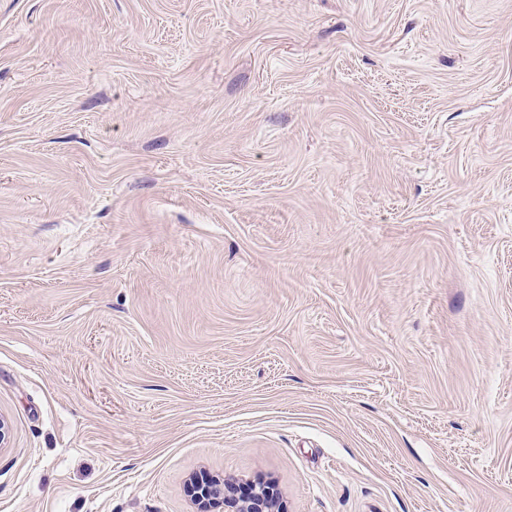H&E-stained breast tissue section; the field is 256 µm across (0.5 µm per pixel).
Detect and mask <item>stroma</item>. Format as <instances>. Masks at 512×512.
<instances>
[{"label":"stroma","instance_id":"obj_1","mask_svg":"<svg viewBox=\"0 0 512 512\" xmlns=\"http://www.w3.org/2000/svg\"><path fill=\"white\" fill-rule=\"evenodd\" d=\"M0 512H512V0H0ZM246 494L238 486L220 480H206L195 484L193 497L197 511L209 512L219 504L225 512H278L280 511L277 488L270 481L249 485Z\"/></svg>","mask_w":512,"mask_h":512}]
</instances>
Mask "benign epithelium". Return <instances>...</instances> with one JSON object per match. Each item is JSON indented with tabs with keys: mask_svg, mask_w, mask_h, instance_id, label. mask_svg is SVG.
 <instances>
[{
	"mask_svg": "<svg viewBox=\"0 0 512 512\" xmlns=\"http://www.w3.org/2000/svg\"><path fill=\"white\" fill-rule=\"evenodd\" d=\"M198 512H211L219 504L224 512H279L277 488L270 481L250 484V490L243 494L238 486L220 480L201 481L193 487Z\"/></svg>",
	"mask_w": 512,
	"mask_h": 512,
	"instance_id": "obj_1",
	"label": "benign epithelium"
}]
</instances>
